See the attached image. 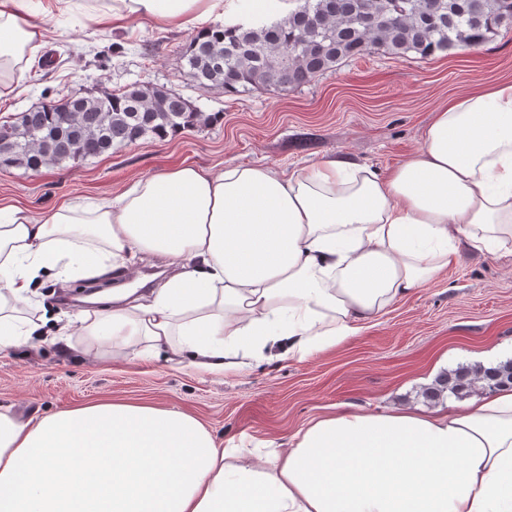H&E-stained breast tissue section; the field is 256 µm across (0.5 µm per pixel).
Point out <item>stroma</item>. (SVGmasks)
Segmentation results:
<instances>
[{"instance_id":"obj_1","label":"stroma","mask_w":512,"mask_h":512,"mask_svg":"<svg viewBox=\"0 0 512 512\" xmlns=\"http://www.w3.org/2000/svg\"><path fill=\"white\" fill-rule=\"evenodd\" d=\"M109 0H71L54 33L27 53L24 81L0 101V123L76 92L163 85L191 99L214 122L165 141L145 138L102 156L39 171H0V202L37 214L73 200L115 193L184 165L301 167L326 155L388 170L416 150L448 97L512 82V29L477 49L422 59L383 50L343 61L310 84L285 92L230 95L190 87L183 47L192 31L163 24H95ZM87 283L47 277L38 291L49 313L69 309ZM61 349L47 341L0 351V408L26 420L97 401L175 407L200 420L223 448L265 455L312 420L354 405L368 410L419 406L433 368L476 365L512 349V261L460 246L448 270L393 304L370 328L305 360L256 362L234 373L171 368L137 358L94 360L81 335Z\"/></svg>"}]
</instances>
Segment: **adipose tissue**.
Masks as SVG:
<instances>
[{
    "mask_svg": "<svg viewBox=\"0 0 512 512\" xmlns=\"http://www.w3.org/2000/svg\"><path fill=\"white\" fill-rule=\"evenodd\" d=\"M65 0H0V86L44 44ZM112 18L178 29L225 21L224 0H112ZM512 259V83L449 97L389 173L320 158L185 165L114 196L35 215L0 206V350L27 343L41 273L97 281L159 254L178 274L68 315L85 349L236 372L277 347L336 346L446 268L459 242ZM0 512H512V389L424 410L346 407L272 458L218 447L193 415L99 402L25 421L0 410Z\"/></svg>",
    "mask_w": 512,
    "mask_h": 512,
    "instance_id": "1",
    "label": "adipose tissue"
}]
</instances>
